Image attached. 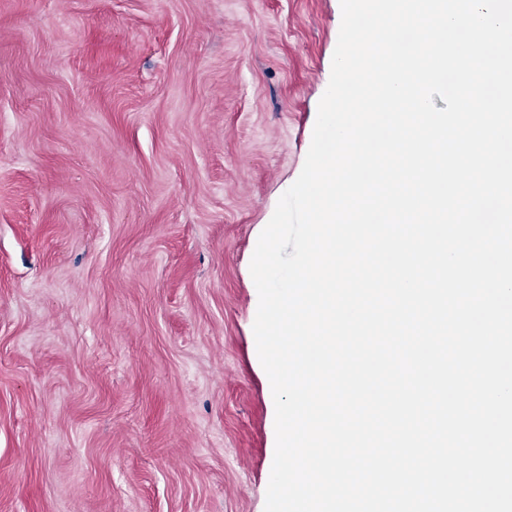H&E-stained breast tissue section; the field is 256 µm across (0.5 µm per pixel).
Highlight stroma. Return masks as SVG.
Segmentation results:
<instances>
[{"mask_svg": "<svg viewBox=\"0 0 512 512\" xmlns=\"http://www.w3.org/2000/svg\"><path fill=\"white\" fill-rule=\"evenodd\" d=\"M340 0H0V512H265L257 232Z\"/></svg>", "mask_w": 512, "mask_h": 512, "instance_id": "stroma-1", "label": "stroma"}]
</instances>
